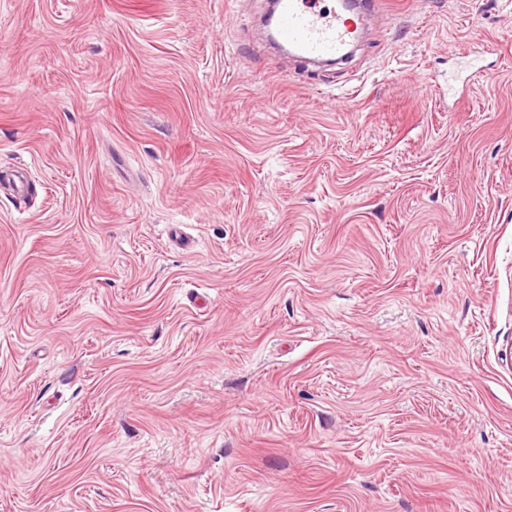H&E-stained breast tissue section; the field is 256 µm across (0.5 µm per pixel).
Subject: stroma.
Listing matches in <instances>:
<instances>
[{
  "instance_id": "1",
  "label": "stroma",
  "mask_w": 512,
  "mask_h": 512,
  "mask_svg": "<svg viewBox=\"0 0 512 512\" xmlns=\"http://www.w3.org/2000/svg\"><path fill=\"white\" fill-rule=\"evenodd\" d=\"M0 0V512H512V0ZM322 0H279L268 40L308 65L338 62L351 52L361 21L372 15L376 0H361L353 12L319 7Z\"/></svg>"
}]
</instances>
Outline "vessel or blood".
Wrapping results in <instances>:
<instances>
[{"label": "vessel or blood", "mask_w": 512, "mask_h": 512, "mask_svg": "<svg viewBox=\"0 0 512 512\" xmlns=\"http://www.w3.org/2000/svg\"><path fill=\"white\" fill-rule=\"evenodd\" d=\"M321 0H279L270 30L271 43L306 64L338 62L349 55L362 20L377 0H360L355 11L321 7Z\"/></svg>", "instance_id": "obj_1"}]
</instances>
